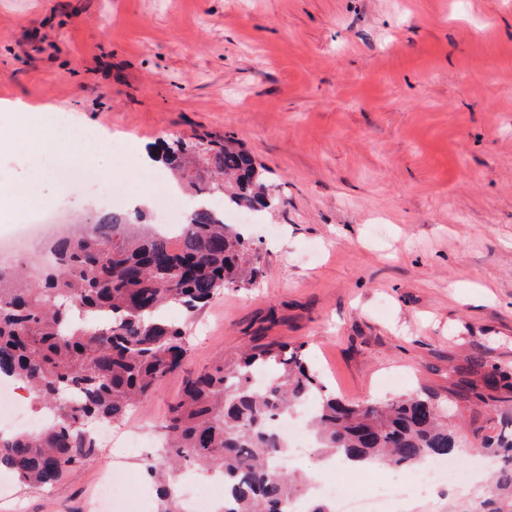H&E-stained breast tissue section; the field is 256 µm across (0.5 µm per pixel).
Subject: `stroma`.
<instances>
[{
    "label": "stroma",
    "instance_id": "35a3bbf8",
    "mask_svg": "<svg viewBox=\"0 0 512 512\" xmlns=\"http://www.w3.org/2000/svg\"><path fill=\"white\" fill-rule=\"evenodd\" d=\"M0 102L93 129V166L150 223L186 210L153 155L177 137L233 135L282 197L249 215L262 278L198 312L187 364L61 481L10 480L0 512H89L108 466L157 498L120 438L146 426L159 453L186 377L270 341L303 345L337 395L448 408L470 484L389 512H512L482 447L501 409L459 374L472 355L512 374V0H0ZM69 168L37 182L0 125V170L89 222Z\"/></svg>",
    "mask_w": 512,
    "mask_h": 512
}]
</instances>
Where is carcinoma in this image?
<instances>
[{"mask_svg":"<svg viewBox=\"0 0 512 512\" xmlns=\"http://www.w3.org/2000/svg\"><path fill=\"white\" fill-rule=\"evenodd\" d=\"M162 158L192 198L178 228L159 230L140 209L103 212L51 246L55 261L43 278L24 265L0 268V378L13 379L53 419L36 432H0V473L55 484L97 448L88 423L120 421L188 359L187 324L164 311L177 307L189 318L262 276L261 252L206 196L216 190L226 205L272 210L280 192L270 172L232 136L173 139ZM271 367L270 380L254 386L251 374ZM468 369L512 388L511 375L485 371L481 359ZM311 400L309 424L325 455L408 467L455 451L432 396L347 401L310 368L303 346H255L190 375L170 405L164 452L142 463L158 485L160 512H182L177 476L185 462L224 478L231 506L222 512H284L301 480L278 464L288 445L274 420ZM500 424L484 447L512 459V415Z\"/></svg>","mask_w":512,"mask_h":512,"instance_id":"obj_1","label":"carcinoma"}]
</instances>
